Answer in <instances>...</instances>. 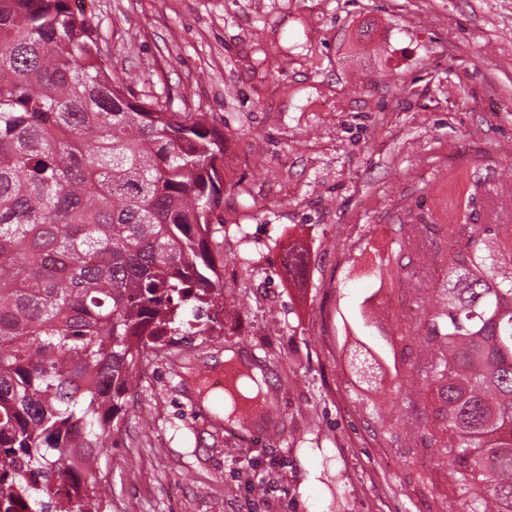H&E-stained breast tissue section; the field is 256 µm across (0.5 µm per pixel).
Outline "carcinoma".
I'll return each instance as SVG.
<instances>
[{
    "label": "carcinoma",
    "instance_id": "carcinoma-1",
    "mask_svg": "<svg viewBox=\"0 0 512 512\" xmlns=\"http://www.w3.org/2000/svg\"><path fill=\"white\" fill-rule=\"evenodd\" d=\"M0 71V512H112L99 454L71 449L102 447L186 310L209 335L224 137L129 104L70 0H0ZM444 260L421 309L450 512H512V247L473 224Z\"/></svg>",
    "mask_w": 512,
    "mask_h": 512
}]
</instances>
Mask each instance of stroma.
Instances as JSON below:
<instances>
[{
	"label": "stroma",
	"mask_w": 512,
	"mask_h": 512,
	"mask_svg": "<svg viewBox=\"0 0 512 512\" xmlns=\"http://www.w3.org/2000/svg\"><path fill=\"white\" fill-rule=\"evenodd\" d=\"M116 81L224 136V312L140 368L112 512H444L418 303L512 225V0H83ZM301 250L302 273L288 270ZM235 353L225 361V350ZM259 368L265 416L204 381Z\"/></svg>",
	"instance_id": "1"
}]
</instances>
